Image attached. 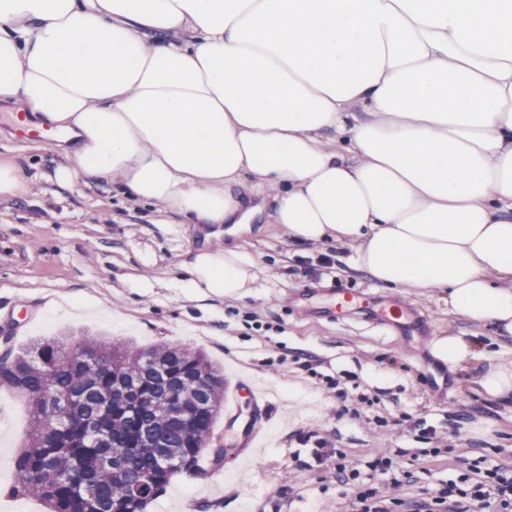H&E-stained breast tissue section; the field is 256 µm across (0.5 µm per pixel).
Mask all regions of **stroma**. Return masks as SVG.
Instances as JSON below:
<instances>
[{
  "mask_svg": "<svg viewBox=\"0 0 512 512\" xmlns=\"http://www.w3.org/2000/svg\"><path fill=\"white\" fill-rule=\"evenodd\" d=\"M61 142L17 139L0 110V160L24 157L26 195L0 198V329L14 350L39 337L76 343L94 336L137 349L189 346L223 368L227 393L214 425L235 455L214 467L202 454L194 475L175 478L147 512H356L355 488L325 476L312 457L326 444L327 465L386 482L369 467L392 449L410 473L396 512L455 482L468 487L474 464L512 466V402L488 399L478 381L489 365L512 359V337L449 312L438 289L388 288L350 263V247L296 244L259 214L242 238L217 239L215 224H186L113 193L105 183L54 171ZM239 245L255 261L249 296L198 298L180 285L188 253ZM403 303L417 315L409 333L388 332L364 310L322 312L334 283ZM456 334L482 360L449 369L430 344ZM338 380L345 398L328 384ZM260 433L247 442L241 430ZM436 430L435 439L422 435ZM31 430L29 404L0 387V488Z\"/></svg>",
  "mask_w": 512,
  "mask_h": 512,
  "instance_id": "obj_1",
  "label": "stroma"
}]
</instances>
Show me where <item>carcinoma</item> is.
Instances as JSON below:
<instances>
[{
	"instance_id": "cac0c4a2",
	"label": "carcinoma",
	"mask_w": 512,
	"mask_h": 512,
	"mask_svg": "<svg viewBox=\"0 0 512 512\" xmlns=\"http://www.w3.org/2000/svg\"><path fill=\"white\" fill-rule=\"evenodd\" d=\"M3 349L0 387L31 403V433L14 461L13 493L38 497L47 512H126L132 489L141 486L148 505L176 477L193 474L201 452L213 445L224 372L200 351L163 345L141 352L94 338L76 346L43 338L18 355L9 344ZM201 374L208 380L205 410L187 382ZM119 378L144 395L138 404L113 389ZM54 395L70 398L63 426L47 405ZM165 455L179 463L163 468Z\"/></svg>"
}]
</instances>
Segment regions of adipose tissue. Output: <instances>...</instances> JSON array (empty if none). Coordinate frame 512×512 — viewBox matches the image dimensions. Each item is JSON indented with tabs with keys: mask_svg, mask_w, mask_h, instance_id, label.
<instances>
[{
	"mask_svg": "<svg viewBox=\"0 0 512 512\" xmlns=\"http://www.w3.org/2000/svg\"><path fill=\"white\" fill-rule=\"evenodd\" d=\"M1 103L73 139L58 183L234 226L269 189L291 241L512 334V0H0ZM254 266L183 281L242 298Z\"/></svg>",
	"mask_w": 512,
	"mask_h": 512,
	"instance_id": "adipose-tissue-1",
	"label": "adipose tissue"
}]
</instances>
